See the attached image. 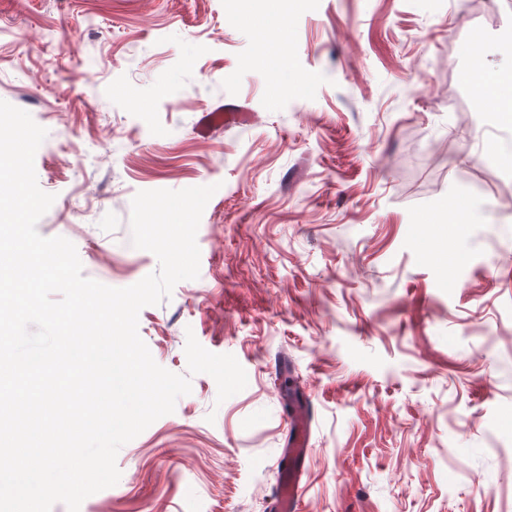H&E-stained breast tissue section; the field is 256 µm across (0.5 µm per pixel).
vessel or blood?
Here are the masks:
<instances>
[{
	"mask_svg": "<svg viewBox=\"0 0 512 512\" xmlns=\"http://www.w3.org/2000/svg\"><path fill=\"white\" fill-rule=\"evenodd\" d=\"M245 119V114L236 109L210 112L201 122L200 131L205 134L211 128L241 123ZM307 417L305 403H298L289 428L287 447L278 460L282 480L271 504L272 512H297L301 495V479L304 474L303 465L309 449Z\"/></svg>",
	"mask_w": 512,
	"mask_h": 512,
	"instance_id": "obj_1",
	"label": "vessel or blood"
}]
</instances>
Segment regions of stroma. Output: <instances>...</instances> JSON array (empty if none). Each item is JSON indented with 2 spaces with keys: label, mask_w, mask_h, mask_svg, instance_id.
<instances>
[{
  "label": "stroma",
  "mask_w": 512,
  "mask_h": 512,
  "mask_svg": "<svg viewBox=\"0 0 512 512\" xmlns=\"http://www.w3.org/2000/svg\"><path fill=\"white\" fill-rule=\"evenodd\" d=\"M288 8L280 94L235 0H0V100L48 131L38 232L127 287L159 267L131 244L135 194L215 186L198 279L138 331L171 372L191 332L248 378L221 402L190 375L80 512H269L301 397L299 512H512V170L486 159L512 122L467 54L503 66L512 0ZM221 107L248 119L200 137Z\"/></svg>",
  "instance_id": "stroma-1"
}]
</instances>
